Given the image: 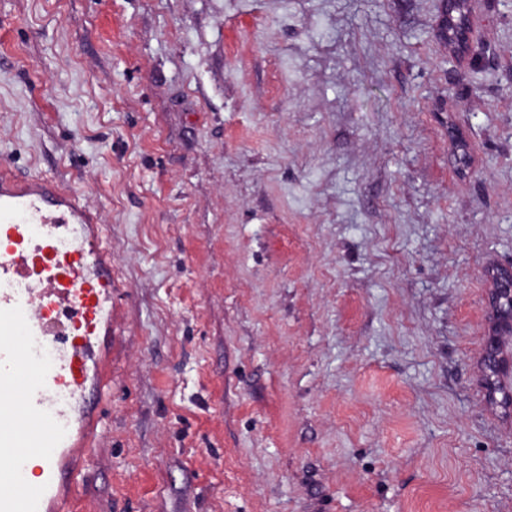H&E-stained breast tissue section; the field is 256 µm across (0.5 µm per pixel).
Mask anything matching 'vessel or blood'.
I'll return each mask as SVG.
<instances>
[{"label":"vessel or blood","mask_w":512,"mask_h":512,"mask_svg":"<svg viewBox=\"0 0 512 512\" xmlns=\"http://www.w3.org/2000/svg\"><path fill=\"white\" fill-rule=\"evenodd\" d=\"M112 257L97 212L44 177L0 171V387L26 429L0 426V512H64L101 418L112 352ZM38 461L41 480L26 473Z\"/></svg>","instance_id":"vessel-or-blood-1"}]
</instances>
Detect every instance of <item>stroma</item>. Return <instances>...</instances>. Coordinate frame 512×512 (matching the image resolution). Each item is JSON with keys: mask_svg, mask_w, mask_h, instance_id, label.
<instances>
[{"mask_svg": "<svg viewBox=\"0 0 512 512\" xmlns=\"http://www.w3.org/2000/svg\"><path fill=\"white\" fill-rule=\"evenodd\" d=\"M0 0V169L105 226L76 512H512V0ZM488 305L493 309L496 319V327L502 325L512 329V270L500 271L495 279V288L491 289L488 297ZM509 310V314H508ZM486 371L487 387L490 392V398L497 399V394H501L498 400L507 407H512V343L511 336L508 346H506L501 336H490L483 357ZM509 383V388L506 383Z\"/></svg>", "mask_w": 512, "mask_h": 512, "instance_id": "stroma-1", "label": "stroma"}]
</instances>
